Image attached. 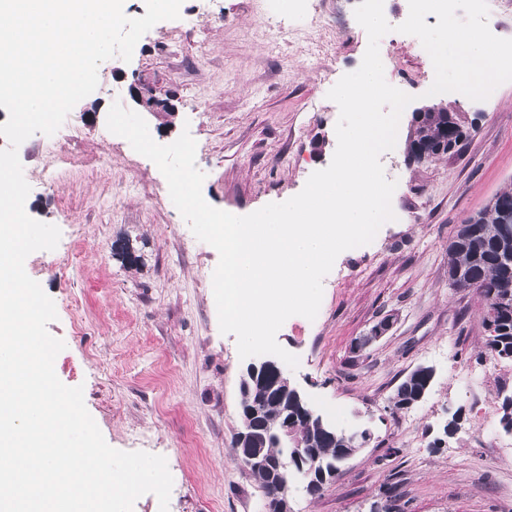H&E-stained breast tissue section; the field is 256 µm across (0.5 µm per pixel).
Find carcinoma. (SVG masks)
<instances>
[{
  "instance_id": "1",
  "label": "carcinoma",
  "mask_w": 512,
  "mask_h": 512,
  "mask_svg": "<svg viewBox=\"0 0 512 512\" xmlns=\"http://www.w3.org/2000/svg\"><path fill=\"white\" fill-rule=\"evenodd\" d=\"M452 119L465 126L457 112L429 109L421 113L415 142L426 148V158L446 155L465 141L451 131L445 132V124ZM499 223L497 205L489 204L475 215V223L457 230L448 244V280L461 275L460 287L476 289L483 297L484 310L496 311L494 328L485 342L487 353L493 357L512 353V268L504 269L500 261ZM244 377L240 391L241 414L254 411V422L266 436L261 447L263 454L272 462L283 463L282 477L290 482L296 468L320 458L325 476L316 483L306 484L308 493H318L338 471L352 448L341 435L334 439L327 437L318 420L302 415L305 399L294 387L286 388L276 383L274 377L263 373L256 378L246 373ZM429 391L427 380L414 370L397 385L392 396L393 406L403 409ZM285 423L292 427V436L286 445L278 439L279 430ZM249 473L266 497L278 494L280 485L270 470L251 469Z\"/></svg>"
}]
</instances>
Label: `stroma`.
Segmentation results:
<instances>
[{
  "label": "stroma",
  "mask_w": 512,
  "mask_h": 512,
  "mask_svg": "<svg viewBox=\"0 0 512 512\" xmlns=\"http://www.w3.org/2000/svg\"><path fill=\"white\" fill-rule=\"evenodd\" d=\"M357 3L183 0L179 19L145 33L131 61L101 63L97 89L19 154L27 214L61 231L54 250L27 258L56 307L48 331L65 343L55 372L83 388L108 445L166 458L165 512H264L235 445L247 363L219 330L217 251L193 235L156 165L108 131V111L133 108L127 88L141 83L177 110L168 126L146 114L152 138L168 144L186 130L195 140L208 204L247 215L286 201L336 149L339 109L327 93L367 48ZM408 12V0H388L394 30L379 44L386 81L414 98L381 157L397 183L395 218L337 257L315 319L290 317L276 335L299 360L289 375L309 405L338 428H370L372 439L319 493L295 484L293 512H371L386 500L395 512H512V432L501 423L512 360L484 355L483 299L448 283L457 226L512 189V82L484 101L429 95L428 53L395 30ZM277 25L288 33L275 41L267 31ZM440 103L474 131L457 152L408 163L414 109ZM387 316V334L357 348ZM419 366L435 372L430 393L394 408L397 384Z\"/></svg>",
  "instance_id": "35a3bbf8"
}]
</instances>
